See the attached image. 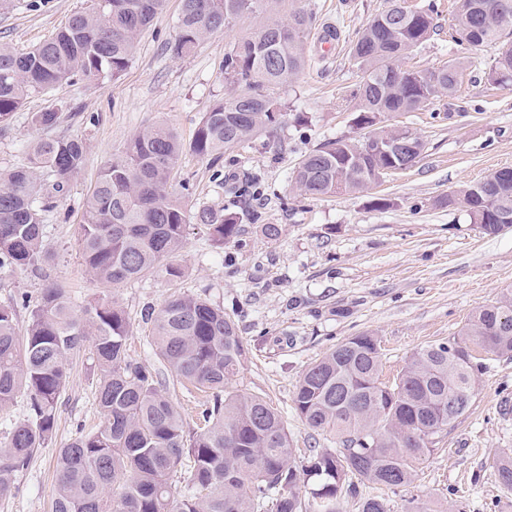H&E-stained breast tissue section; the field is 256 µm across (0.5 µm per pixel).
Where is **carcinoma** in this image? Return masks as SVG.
<instances>
[{
  "mask_svg": "<svg viewBox=\"0 0 512 512\" xmlns=\"http://www.w3.org/2000/svg\"><path fill=\"white\" fill-rule=\"evenodd\" d=\"M166 2L94 0L27 53L0 44V124H8L33 93L74 80L118 79ZM181 2L177 36L169 45L177 57L245 18L258 26L224 52V82L238 93L203 113L189 143L166 126L148 127L100 171L77 241L85 266L102 284L139 280L184 248L187 209L171 184L183 154L216 161L273 134L286 109L276 90L308 63L314 14L298 0ZM403 2L389 0L349 50L361 74L349 93L353 123L368 133L305 154L292 172L300 192L322 197L370 191L411 161L407 153L385 149L387 143L415 145L417 159L424 150L413 128L379 127V116L417 112L458 91L466 56L437 70L394 66L437 29L434 3L408 12ZM453 11L451 42L468 51L497 47L490 81L512 84V0H453ZM58 122L52 110L31 116L42 130ZM85 155L78 136L45 137L31 145L28 163L0 171V273L34 272L44 264L42 215L51 201L38 173H52L54 192L63 194ZM233 194L244 203L258 196V178L234 187ZM440 204L464 206L472 223L495 234L512 217V169L450 191ZM194 218L220 246L239 235L234 211L203 207ZM20 308L28 314L22 331ZM142 320L151 326L160 363L180 383L209 394L204 426L195 432L186 431L159 371L128 354V316L115 300L104 296L79 309L64 289L47 286L0 304V408L20 395L26 400L24 416L0 442L1 497L52 439L69 378L68 355L81 351L89 335L102 422L94 431L76 432L59 449L52 512H340L341 497L359 496L362 484L395 491L413 483L417 465L434 451L442 431L471 405L477 386L471 346L512 356L511 289L478 308L458 337L420 348L391 381L383 379L377 339L352 336L304 370L293 398L308 426L336 436L339 448L299 455L276 409L260 396L228 391L248 347L223 308L174 293L160 308L143 309ZM493 468L499 486L512 490V456L497 457ZM360 509L389 512L377 495L362 498Z\"/></svg>",
  "mask_w": 512,
  "mask_h": 512,
  "instance_id": "1",
  "label": "carcinoma"
}]
</instances>
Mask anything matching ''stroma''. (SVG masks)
<instances>
[{"label": "stroma", "instance_id": "stroma-1", "mask_svg": "<svg viewBox=\"0 0 512 512\" xmlns=\"http://www.w3.org/2000/svg\"><path fill=\"white\" fill-rule=\"evenodd\" d=\"M436 2L440 34L402 59V66L433 70L457 57L447 35L454 23L448 0ZM90 3L11 0L0 7V44L30 51ZM302 3L315 15L306 43L309 62L279 90L287 108L276 135L245 143L216 162L186 154L175 174L172 188L191 212L203 206L238 211L224 192L225 179L260 177V197L239 211L241 231L234 241L216 245L203 225L189 224L175 259L181 278L170 279L159 269L137 281L104 286L82 261L75 228L101 167L118 157L131 137L163 122L190 141L209 106L233 96L224 83V52L252 20L177 57L166 45L176 36L181 0H168L141 34L119 79L63 83L31 94L0 128V169L25 162L29 143L43 135L30 116L49 109L60 115L53 135L84 139L86 159L67 192L54 197L43 214L50 259L42 273L0 275V303L45 285L65 289L78 307L103 295L114 298L129 317L130 355L154 368L159 362L141 318L144 307H160L174 291L221 306L236 320L249 349L233 387L272 402L303 453L336 447L335 437L310 429L293 403L300 375L331 346L362 333L376 336L388 378L423 346L457 336L478 307L512 288V228L485 233L463 207L441 204L449 191L512 168V85L490 84L495 52H476L453 97L418 112L385 116V124L406 123L422 137L425 149L414 166L387 176L367 196L304 197L291 181L301 156L321 144L364 135L352 123L346 98L360 80L348 51L387 0ZM327 26L339 31L337 47L328 51L322 48ZM374 196L385 199L384 208L371 205ZM265 224L279 225V237L266 238ZM476 356L481 368L470 408L419 464L414 483L390 494V512H406L413 500L431 505L433 512H512V493L500 489L490 467L500 453H512V413L502 409L512 401V357L481 350ZM68 363L55 434L18 476L13 494L0 498V512H50L59 448L79 429L101 423L87 353L71 354Z\"/></svg>", "mask_w": 512, "mask_h": 512}]
</instances>
